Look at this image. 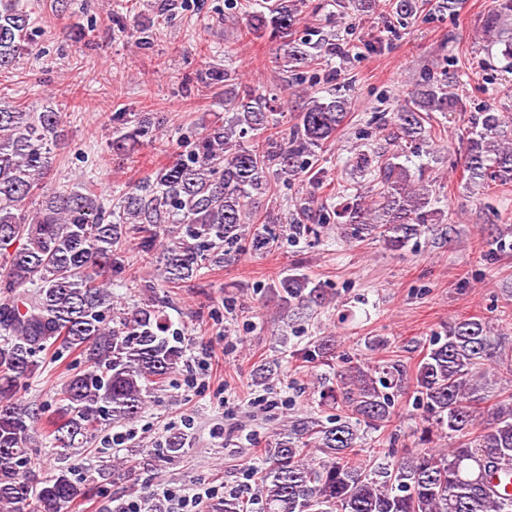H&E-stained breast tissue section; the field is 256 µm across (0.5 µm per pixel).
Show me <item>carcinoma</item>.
<instances>
[{
  "instance_id": "obj_1",
  "label": "carcinoma",
  "mask_w": 512,
  "mask_h": 512,
  "mask_svg": "<svg viewBox=\"0 0 512 512\" xmlns=\"http://www.w3.org/2000/svg\"><path fill=\"white\" fill-rule=\"evenodd\" d=\"M303 0H276L248 16L246 26L282 39L276 63L297 70L318 64L326 38L311 30L291 39ZM400 25L419 10L418 0H388ZM31 12L21 0H0V73L28 50ZM212 84L224 85V120L198 133L189 150L173 157L154 177L138 183L108 206L93 181L79 180L46 190L56 151L65 140L62 113L48 104L30 112L0 101V509L3 512H68L89 495L92 471L78 480L62 470L36 475V425L45 405L24 400L50 349L75 352L87 367L73 368L57 392L55 417L44 439L66 456L85 447L105 425L129 422L150 393L179 368L186 347L154 298L131 308L114 304L105 274L124 270L122 247L137 242L159 266L161 280L179 285L249 252L279 247L280 218L258 223L256 209L270 192V176L292 178L311 166L315 149L336 136L348 115L341 98L311 97L281 128L287 114L253 90L239 96L231 73L214 70ZM458 95L427 80L392 109L390 153H361L377 193L357 196L341 210L318 205L321 173L309 177L300 208L315 224H291L296 237L318 236L331 216L351 242H381L401 251L443 225L444 210L432 199L425 171L399 162L407 143L425 136L433 112H452ZM109 147L118 152L155 141L158 118L149 112L112 114ZM249 136L253 144L246 146ZM467 181L488 186L512 179V128L492 107L472 116L465 162ZM40 199L34 209L25 201ZM508 228L485 238L486 257L512 251ZM165 240L161 252L157 242ZM288 306L321 308L332 297L305 274H288L276 284ZM498 340L488 322L461 317L444 334L430 337L413 371L398 361L356 365L317 379L320 402L339 411L331 422L299 419L268 445L259 484L260 512H512V395L490 403L489 363ZM332 356L329 341L317 339L304 359ZM409 386L422 405L423 448L392 467L358 457L361 425L386 426L395 399ZM450 439L449 448L437 441ZM192 447L183 432L169 435L159 457L177 458ZM206 512H252L237 494L206 503Z\"/></svg>"
}]
</instances>
